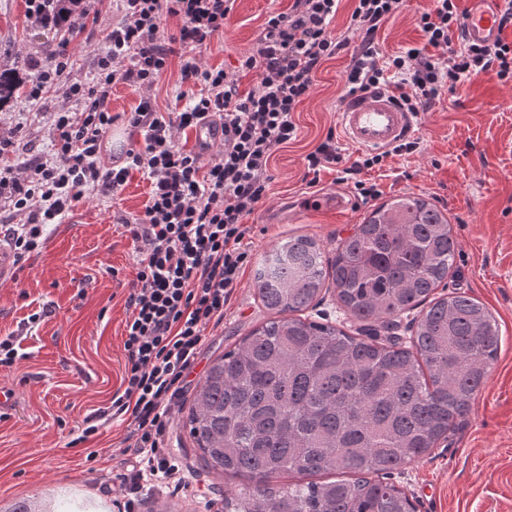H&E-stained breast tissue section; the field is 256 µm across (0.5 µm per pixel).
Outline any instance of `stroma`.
I'll return each instance as SVG.
<instances>
[{
  "instance_id": "stroma-1",
  "label": "stroma",
  "mask_w": 512,
  "mask_h": 512,
  "mask_svg": "<svg viewBox=\"0 0 512 512\" xmlns=\"http://www.w3.org/2000/svg\"><path fill=\"white\" fill-rule=\"evenodd\" d=\"M293 0H236L223 32L196 56L199 66L234 71L255 51L271 13L290 10ZM430 0H407L406 8L379 31L383 54L420 45V12ZM97 39H74L68 47V83L91 89L97 59L107 50L102 33L124 20L120 0H94ZM53 29L27 13L25 0H0V66L34 74ZM361 34L326 61L294 114L297 137L270 162L266 196L248 222V262L238 288L224 308V320L209 327L188 383L166 428V453L177 464L176 479L145 476L136 493L120 486L119 473L135 458L125 450L127 425L114 421L83 436L87 416L109 406L121 387L126 356V300L136 272V244L123 219L142 214L151 181L132 171L120 194L84 190L77 205L45 226L43 244L17 263L15 280L0 287V338L13 337L19 358L0 366V389L12 400L0 408V512L18 501L47 504L54 512H220L225 497L245 487L239 477L205 467L182 422L209 362L234 347L269 319L253 285L255 265L290 236L313 237L325 250L348 237L376 206L404 194L423 197L448 218L455 240L454 264L446 292L478 300L496 318L501 350L487 381L474 394L469 414L429 454L392 478L416 512H512V84L489 71L458 83L419 113L414 135L419 151L393 155L382 167L363 171L375 197L364 199L342 184L345 168L362 156L339 131V97L344 74ZM179 56L152 86L117 82L110 109L116 120L106 138L114 146L141 143L124 119L142 100L156 111L174 109L185 91ZM62 90L39 98L20 92L0 109V166L22 172L53 147L52 115L74 111ZM336 130L340 160L322 169L317 186L306 156ZM335 200L327 210L314 198ZM39 322H30L31 314Z\"/></svg>"
}]
</instances>
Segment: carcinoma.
<instances>
[{"label": "carcinoma", "instance_id": "carcinoma-1", "mask_svg": "<svg viewBox=\"0 0 512 512\" xmlns=\"http://www.w3.org/2000/svg\"><path fill=\"white\" fill-rule=\"evenodd\" d=\"M51 9L68 27L82 12ZM25 82L0 69V107ZM454 257L448 220L414 195L375 207L331 256L307 236L274 249L255 272L274 317L211 360L183 423L208 468L253 482L224 512H415L391 476L467 416L500 345L483 304L434 296ZM331 288L352 334L303 315ZM413 310L404 342L397 318Z\"/></svg>", "mask_w": 512, "mask_h": 512}]
</instances>
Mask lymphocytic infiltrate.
<instances>
[{
    "label": "lymphocytic infiltrate",
    "mask_w": 512,
    "mask_h": 512,
    "mask_svg": "<svg viewBox=\"0 0 512 512\" xmlns=\"http://www.w3.org/2000/svg\"><path fill=\"white\" fill-rule=\"evenodd\" d=\"M126 22L106 35L108 50L97 60L92 91L65 82L67 45L59 43L35 85L39 97L47 85H59L77 103L74 112L53 117L55 151L33 162L26 178L0 172V193L8 192L24 223L10 227L17 256L38 248L45 225L79 202L84 189L118 192L131 170L151 180L142 215L129 222L138 243L131 310L125 323L127 363L122 384L109 407L113 418L128 417L137 457L151 476L172 478L177 467L158 451L172 405L182 392L210 323L224 318V307L240 282L247 253L242 243L250 232L248 218L262 201L273 154L296 136L293 114L313 84L319 68L345 46L330 25L341 0H294L289 12L270 14L256 50L239 62L241 71L260 77L257 90L240 95L235 76L221 68H200L193 51L202 50L223 30L234 0H122ZM350 28L363 40L353 54L344 88L353 95L387 84L397 74L406 90L400 104L410 112L426 111L439 96L465 79L495 72L512 82V40L485 45L454 42L464 14L459 0H432L418 26L423 47H412L380 61L375 37L406 7V0H354ZM179 18L170 40H161L163 17ZM183 57V83L202 85L203 95L181 110L163 114L141 101L126 122L143 142L124 158L101 162L103 140L114 118L113 85L120 80L150 85L168 66L175 47ZM446 50L447 62L428 55ZM130 60L118 71L116 60ZM209 123L220 128L222 148L214 162L202 165L198 154L179 148L174 129Z\"/></svg>",
    "instance_id": "obj_1"
}]
</instances>
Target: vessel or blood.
Segmentation results:
<instances>
[{"label":"vessel or blood","instance_id":"vessel-or-blood-1","mask_svg":"<svg viewBox=\"0 0 512 512\" xmlns=\"http://www.w3.org/2000/svg\"><path fill=\"white\" fill-rule=\"evenodd\" d=\"M502 0H467L464 35L470 42L484 44L500 35L499 10ZM347 141L366 150H387L407 139L414 128V115L402 108L394 94L371 90L346 99L339 113Z\"/></svg>","mask_w":512,"mask_h":512}]
</instances>
